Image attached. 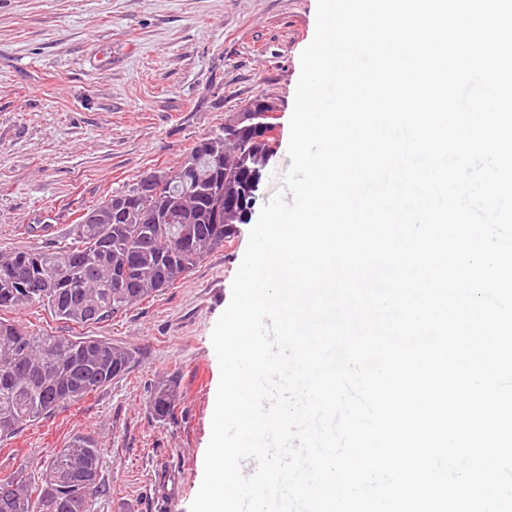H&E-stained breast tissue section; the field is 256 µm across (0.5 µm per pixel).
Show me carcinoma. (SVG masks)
<instances>
[{
    "instance_id": "carcinoma-1",
    "label": "carcinoma",
    "mask_w": 512,
    "mask_h": 512,
    "mask_svg": "<svg viewBox=\"0 0 512 512\" xmlns=\"http://www.w3.org/2000/svg\"><path fill=\"white\" fill-rule=\"evenodd\" d=\"M257 99L218 131L194 141L175 169L150 172L78 218L76 244L0 256V313L41 304L78 328L112 320L185 277L248 220L235 205L247 180H262L269 143L257 126ZM131 353L93 336L29 330L0 316V441L20 425L81 399L129 369ZM176 391L154 389L151 410L172 416ZM100 448L77 436L42 467L0 477V512H89L99 491Z\"/></svg>"
}]
</instances>
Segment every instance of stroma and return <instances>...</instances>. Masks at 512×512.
<instances>
[{"instance_id": "1", "label": "stroma", "mask_w": 512, "mask_h": 512, "mask_svg": "<svg viewBox=\"0 0 512 512\" xmlns=\"http://www.w3.org/2000/svg\"><path fill=\"white\" fill-rule=\"evenodd\" d=\"M317 0H0V253L73 245L78 217L147 172L173 168L252 100L276 107L260 202L282 188L302 51ZM52 224L53 236L38 225ZM250 225L171 288L84 328L127 348L128 372L0 442V476L77 435L101 446L90 512H190L220 368L211 334ZM176 381L172 417L149 397Z\"/></svg>"}]
</instances>
